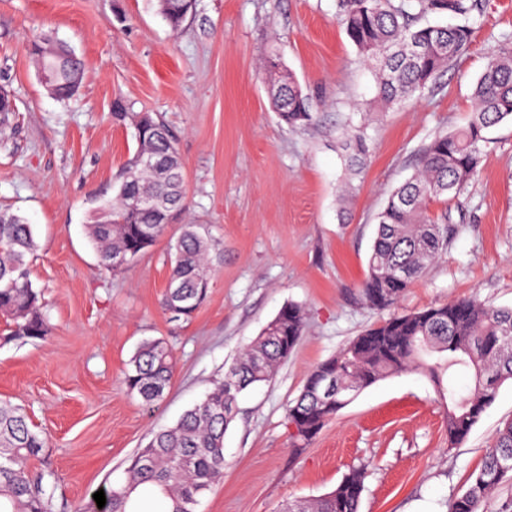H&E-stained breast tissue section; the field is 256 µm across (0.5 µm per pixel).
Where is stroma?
I'll return each instance as SVG.
<instances>
[{
    "label": "stroma",
    "instance_id": "obj_1",
    "mask_svg": "<svg viewBox=\"0 0 512 512\" xmlns=\"http://www.w3.org/2000/svg\"><path fill=\"white\" fill-rule=\"evenodd\" d=\"M465 52L435 88L382 112L372 68L336 17V0H196L171 29L156 0H0V87L15 111L0 121V208L36 227L31 279L51 327L44 339L8 335L0 317V400L22 406L50 446L51 512H78L123 481L129 458L175 424L288 303L304 335L269 383L248 388L224 435V478L197 512H280L330 492L350 467L370 465L361 512H446L512 418L504 383L467 442L448 445L442 401L428 375L388 376L360 392L310 445L296 448L289 403L310 370L385 319L360 286L389 193L410 176L435 134L466 125L472 89L494 39L512 34V0H483ZM50 35L84 64L60 100L43 85L28 45ZM278 53L317 119L282 122L264 63ZM160 116L178 139L187 207L167 233L117 274L99 271L86 222L137 148L115 107ZM365 123L370 156L352 174L346 124ZM495 149L471 184L448 250L395 310L406 313L478 294L512 306V124L489 131ZM197 224L219 262L191 320L162 308L168 244ZM172 347L177 367L163 400L148 405L120 380L142 341Z\"/></svg>",
    "mask_w": 512,
    "mask_h": 512
}]
</instances>
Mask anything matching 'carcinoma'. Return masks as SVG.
<instances>
[{
	"instance_id": "carcinoma-1",
	"label": "carcinoma",
	"mask_w": 512,
	"mask_h": 512,
	"mask_svg": "<svg viewBox=\"0 0 512 512\" xmlns=\"http://www.w3.org/2000/svg\"><path fill=\"white\" fill-rule=\"evenodd\" d=\"M338 16L359 54L375 64L376 102L388 109L436 83L464 52L474 32L481 0H337ZM196 0H158L159 13L173 29L193 15ZM448 14L456 25L426 22ZM53 47L46 61L33 55L40 71L52 77L54 96L67 98L79 88L81 60L65 44ZM268 71L273 106L282 121L304 127L314 119V105L293 73L280 59ZM473 109L467 125L434 136L419 155L415 173L390 194L378 214L377 235L362 284L365 304L375 310L395 306L428 267L448 249L451 214L429 210L431 201L467 197L493 144L486 132L512 122V37L503 36L477 79ZM137 149L119 174L115 196L95 207L87 224L98 266L117 273L116 255L137 258L148 252L168 225L153 210L130 208L132 196L149 189L176 214L186 207L184 166L175 137L150 113L133 116ZM347 145L353 166L366 163L364 124L348 121ZM146 153L167 160L169 171L153 176L140 163ZM36 248L33 225L21 215L0 210V315L9 320V335L40 339L49 331L42 313L41 291L30 278L28 256ZM213 244L196 224L181 225L169 242L171 262L164 311L175 304L189 320L207 298L213 276ZM305 330V312L297 304L283 306L242 351L224 378L171 427L152 434L130 460L127 480L104 487L103 512H138L132 494L141 486L164 499L166 512H196L200 496L224 477V435L234 420L238 395L250 386L270 381L292 354ZM173 351L160 339L147 340L132 356L125 374L126 389L147 404L160 401L175 371ZM455 366L473 370L474 386L457 393L445 373ZM405 371H421L435 381L446 402L448 447L467 439L499 387L512 382V308L494 307L476 295L407 314H391L352 338L335 355L308 375L300 395L288 406L287 418L298 424L294 447L304 448L327 422L362 390ZM335 381L334 393L324 396V383ZM47 439L34 431L26 412L0 401V512H50L53 473L35 471ZM512 457V419L496 431L483 464L469 489L448 502V512H485V501L512 469L499 471ZM368 470L349 469L330 492L316 499L293 500L283 512H359Z\"/></svg>"
}]
</instances>
